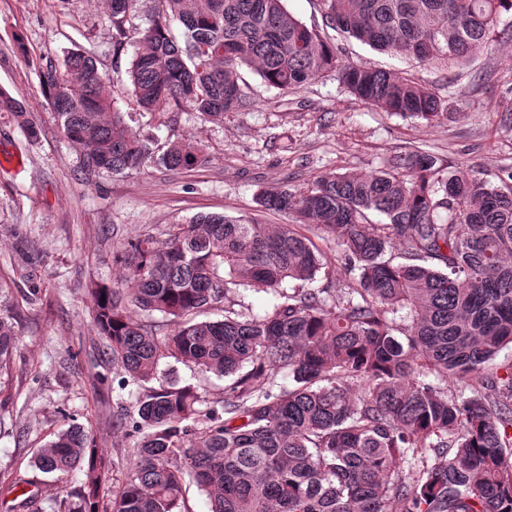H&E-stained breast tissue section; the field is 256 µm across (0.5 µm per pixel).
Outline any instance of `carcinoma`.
I'll return each mask as SVG.
<instances>
[{
	"label": "carcinoma",
	"mask_w": 512,
	"mask_h": 512,
	"mask_svg": "<svg viewBox=\"0 0 512 512\" xmlns=\"http://www.w3.org/2000/svg\"><path fill=\"white\" fill-rule=\"evenodd\" d=\"M134 2L108 0L116 51ZM159 2L127 69L147 112L187 107L219 121L246 102L238 69L249 66L283 91L334 70L384 112L448 117L433 89L343 61L284 0ZM321 6L342 39L457 67L512 13V0ZM38 72L82 179L202 161L191 136L161 151L133 132L91 56L71 52ZM0 112L39 138L23 101L2 89ZM498 180L478 181L417 150L373 173L331 172L304 189L262 192L260 206L294 214L292 225L200 214L172 225L164 241L128 240L117 285L87 288L104 354L141 388L131 425L138 441L125 449L110 512H187L189 483L210 512H512V365L504 376L485 373L512 344V166ZM316 232L342 247L350 277L331 281L336 270ZM321 274L326 284L310 287ZM254 287L279 297L264 315L226 304ZM221 306L222 319H199ZM138 312L162 314L171 330L148 327ZM15 345L0 317V376ZM169 358L228 378L224 400L204 408L196 387L161 379ZM459 383L471 396L457 394ZM33 465L55 482L85 467L74 512H99L105 462L83 426L36 449Z\"/></svg>",
	"instance_id": "obj_1"
}]
</instances>
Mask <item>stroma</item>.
I'll use <instances>...</instances> for the list:
<instances>
[{
	"label": "stroma",
	"instance_id": "1",
	"mask_svg": "<svg viewBox=\"0 0 512 512\" xmlns=\"http://www.w3.org/2000/svg\"><path fill=\"white\" fill-rule=\"evenodd\" d=\"M158 7V0H137L126 24L130 37L117 52L105 0H0V88L22 96L41 130L27 141L10 114L0 113V154L12 159L0 168V317L17 334L10 380L0 385V512H70L83 472L48 483L31 462L36 448L73 424L92 431L112 463L101 507L123 480L118 462L137 438L113 417L134 412L138 388L108 363L86 286L111 284L127 238L148 232L161 240L170 225L207 213L289 224L291 215L260 206L262 191L304 188L330 172L369 173L418 149L492 183L512 166V123L505 119L512 111L511 13L463 69L421 65L355 40L340 45L347 62L408 73L447 96L450 115L435 123L360 102L332 71L282 91L245 66L238 74L246 105L214 122L187 109L145 112L132 98V35ZM69 51L95 59L134 131L159 147L194 137L204 161L181 171L148 163L79 181L76 153L33 68ZM163 370L168 381L198 386L205 401L224 398L222 378L172 361Z\"/></svg>",
	"mask_w": 512,
	"mask_h": 512
}]
</instances>
